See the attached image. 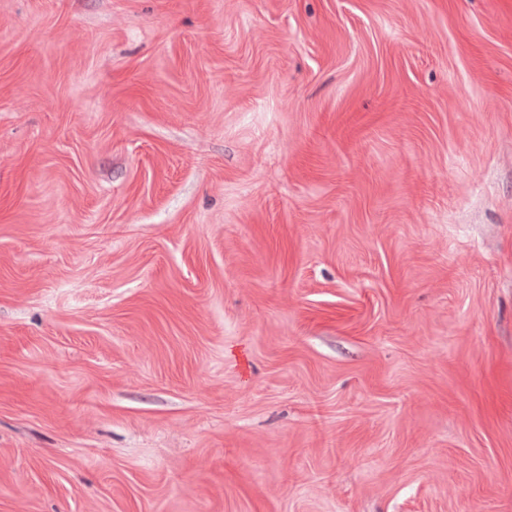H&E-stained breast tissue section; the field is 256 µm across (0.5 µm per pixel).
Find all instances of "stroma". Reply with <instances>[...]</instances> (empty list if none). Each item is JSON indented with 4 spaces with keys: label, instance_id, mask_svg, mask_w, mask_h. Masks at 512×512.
<instances>
[{
    "label": "stroma",
    "instance_id": "obj_1",
    "mask_svg": "<svg viewBox=\"0 0 512 512\" xmlns=\"http://www.w3.org/2000/svg\"><path fill=\"white\" fill-rule=\"evenodd\" d=\"M0 512H512V0H0Z\"/></svg>",
    "mask_w": 512,
    "mask_h": 512
}]
</instances>
